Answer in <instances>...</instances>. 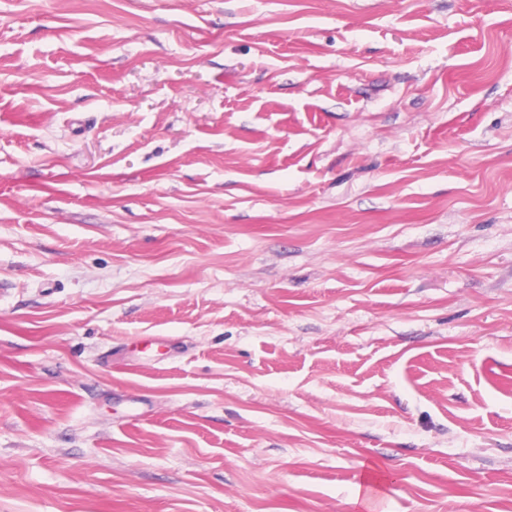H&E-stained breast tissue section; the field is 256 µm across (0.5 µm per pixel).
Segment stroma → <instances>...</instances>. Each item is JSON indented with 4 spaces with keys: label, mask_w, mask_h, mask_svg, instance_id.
<instances>
[{
    "label": "stroma",
    "mask_w": 512,
    "mask_h": 512,
    "mask_svg": "<svg viewBox=\"0 0 512 512\" xmlns=\"http://www.w3.org/2000/svg\"><path fill=\"white\" fill-rule=\"evenodd\" d=\"M512 512V0H0V512ZM388 476L383 468L371 465L361 476L355 495L349 501L354 512H372L373 500L383 491Z\"/></svg>",
    "instance_id": "stroma-1"
}]
</instances>
